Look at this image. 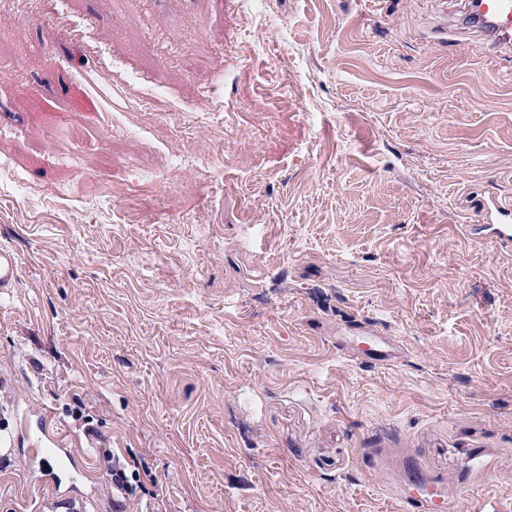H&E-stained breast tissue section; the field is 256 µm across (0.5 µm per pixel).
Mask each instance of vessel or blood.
Wrapping results in <instances>:
<instances>
[{
  "instance_id": "vessel-or-blood-1",
  "label": "vessel or blood",
  "mask_w": 512,
  "mask_h": 512,
  "mask_svg": "<svg viewBox=\"0 0 512 512\" xmlns=\"http://www.w3.org/2000/svg\"><path fill=\"white\" fill-rule=\"evenodd\" d=\"M451 23L458 29L475 33L495 53L512 55V0H461ZM476 223L466 225V232L488 243L502 257L512 258V203L476 202ZM21 270L16 251L0 246V296L10 295ZM43 434L41 442L29 454L28 469L46 496L37 512H90L94 496L82 492V485L92 481L87 458L74 452L75 439L70 432L57 429L47 414L38 417ZM28 419L17 405H10L8 417L0 416V446L15 447L25 434ZM455 494L446 497L434 492L401 493L397 499L402 512H459L458 502L474 488L470 475L451 478Z\"/></svg>"
}]
</instances>
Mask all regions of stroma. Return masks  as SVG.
Returning <instances> with one entry per match:
<instances>
[{
	"label": "stroma",
	"instance_id": "stroma-1",
	"mask_svg": "<svg viewBox=\"0 0 512 512\" xmlns=\"http://www.w3.org/2000/svg\"><path fill=\"white\" fill-rule=\"evenodd\" d=\"M446 0H0V402L127 512H512V58ZM402 351L371 362L373 339ZM0 512H26L23 454ZM474 211L478 219L464 224L466 232L475 239L488 243L502 257L512 258V203L477 201ZM21 270V260L16 251L0 246V296H10ZM103 458L108 463L107 467V476L109 478V481L112 485V511L113 512H126V510H123V502L118 499L119 493L114 491L113 488H115L117 491H119L121 494L124 495V498L126 499V493L124 490L118 488L116 485L112 484V480L118 484L122 483L124 484L127 491H130L131 493L134 492L136 489V486L133 485L130 482V479L125 471V468H121L120 466H114L112 465V450L108 448H101ZM448 483H455L456 496L440 495L434 492L401 493L396 495L403 512H458V502L467 496L474 488L473 475H453L448 477Z\"/></svg>",
	"mask_w": 512,
	"mask_h": 512
}]
</instances>
